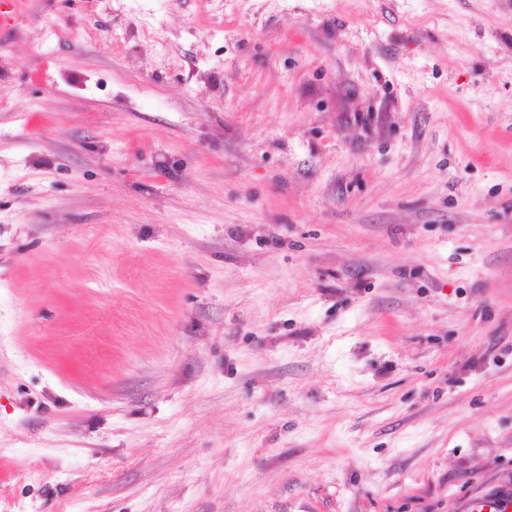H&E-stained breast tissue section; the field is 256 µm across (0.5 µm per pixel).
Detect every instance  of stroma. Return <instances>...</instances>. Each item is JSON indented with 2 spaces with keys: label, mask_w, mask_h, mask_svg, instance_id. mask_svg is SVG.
Segmentation results:
<instances>
[{
  "label": "stroma",
  "mask_w": 512,
  "mask_h": 512,
  "mask_svg": "<svg viewBox=\"0 0 512 512\" xmlns=\"http://www.w3.org/2000/svg\"><path fill=\"white\" fill-rule=\"evenodd\" d=\"M0 512L512 496V0H15Z\"/></svg>",
  "instance_id": "stroma-1"
}]
</instances>
